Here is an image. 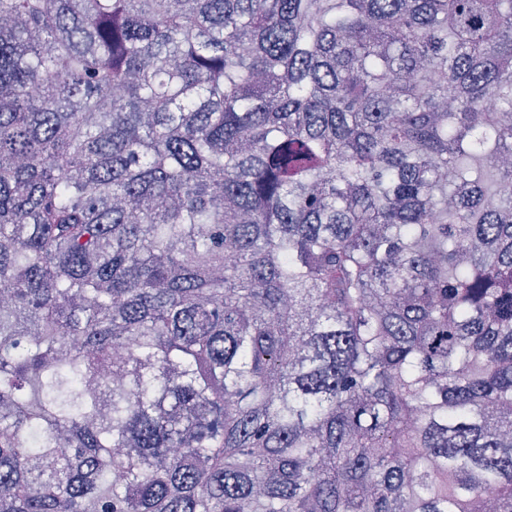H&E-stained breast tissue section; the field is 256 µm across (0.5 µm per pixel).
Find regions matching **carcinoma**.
I'll return each mask as SVG.
<instances>
[{"label": "carcinoma", "instance_id": "carcinoma-1", "mask_svg": "<svg viewBox=\"0 0 512 512\" xmlns=\"http://www.w3.org/2000/svg\"><path fill=\"white\" fill-rule=\"evenodd\" d=\"M0 512H512V0H0Z\"/></svg>", "mask_w": 512, "mask_h": 512}]
</instances>
